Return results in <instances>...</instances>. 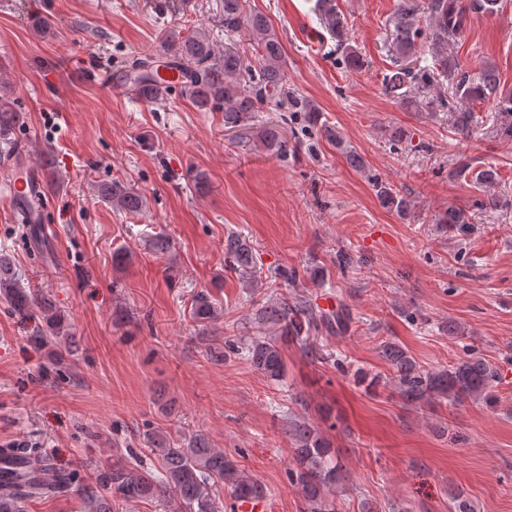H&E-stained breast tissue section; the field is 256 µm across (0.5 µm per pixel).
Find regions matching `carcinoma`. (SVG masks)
Here are the masks:
<instances>
[{
  "mask_svg": "<svg viewBox=\"0 0 512 512\" xmlns=\"http://www.w3.org/2000/svg\"><path fill=\"white\" fill-rule=\"evenodd\" d=\"M332 0H319L321 20L327 32L336 37V48L344 54L352 69L363 66L356 50L345 43L344 17L331 5ZM426 10L429 19V39L433 48V65L415 69L403 62L417 53L424 29L417 24V14ZM498 9V0H401L391 19V44L397 68L390 75L388 88L401 98L408 109H427L447 114L455 132L462 138L470 136L478 123L476 106L488 99L495 102L493 128L496 136L512 140V88L501 87L494 66L487 64L470 73L462 69L458 59L448 54L475 14H491ZM224 28L248 31L251 46L259 59V78L249 88L241 82L243 61L238 53L219 51L210 34L196 28L185 38L173 39L166 34L162 47L170 54L166 68H175L184 76L182 92L202 112L214 108L224 112V126H239L259 111V105L271 100L279 109L299 117L317 133L336 143L347 163L359 172L366 164L350 144L336 131L318 125L319 109L295 93L286 80L285 53L277 34L266 18L247 10V0H224ZM123 77L140 97L148 102L164 100L167 88L158 84L160 74L155 68L154 55L144 53L124 70ZM448 83V94H430L431 87ZM25 124L22 112L15 111L7 98L0 99V143L5 159L19 168L24 164L14 149L13 133ZM262 144L268 149L283 151L285 141L279 130L268 128L261 133ZM380 202L406 215L409 200L398 196L390 185L373 180ZM98 193L112 208L127 214L139 213L146 207V198L123 183L114 181L98 186ZM436 223L451 224L464 229L470 224L468 212L450 207L438 214ZM224 251L233 265L244 275L256 267V257L244 239L230 235ZM0 301L19 314L39 313L34 339L43 344L65 342L69 332L64 316L39 293L24 287L15 277L7 259L0 258ZM192 318L199 333L224 316V308L211 295L197 294L191 305ZM261 321L269 332L249 338L242 347L234 341L213 344L210 353L226 358L230 353L245 351L250 366L270 381L279 382L287 365L282 344L295 343L306 355L319 354L315 344L322 333L340 335L350 327L352 317L346 306L323 309L303 296L286 297L261 308ZM380 356L389 373L380 376L362 375L365 390L375 392L382 385L392 389L404 403L416 408L428 405H461L467 401L495 403L497 369L476 349L468 347L457 362L435 369L421 366L399 343L384 341ZM288 441L292 445L287 473L305 505L304 512H336L335 490L343 475L335 452L319 428L305 416L288 417ZM152 452L160 466L152 469L136 461H114L93 469L90 480L82 483L77 473L56 466L53 459L36 453L25 456L8 455L0 458V512H25V504L35 498L78 494L84 512H119L125 503L154 501L165 512H223L224 503L219 489L228 491L231 509L244 501L265 497L261 484L238 465L224 456V451L209 446L199 438L184 448H173L153 435Z\"/></svg>",
  "mask_w": 512,
  "mask_h": 512,
  "instance_id": "obj_1",
  "label": "carcinoma"
}]
</instances>
